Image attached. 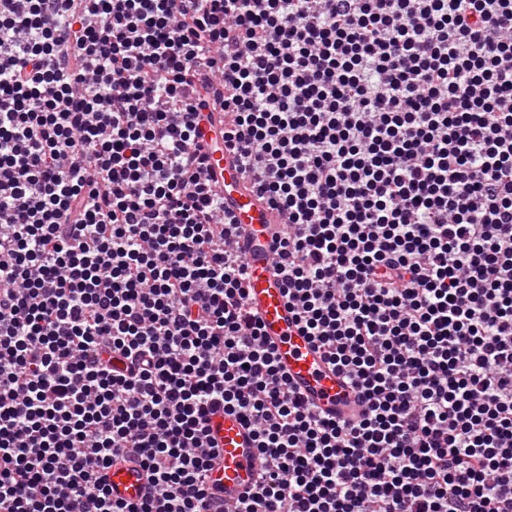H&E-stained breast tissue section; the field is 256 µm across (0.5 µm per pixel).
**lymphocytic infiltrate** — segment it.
Here are the masks:
<instances>
[{"mask_svg": "<svg viewBox=\"0 0 512 512\" xmlns=\"http://www.w3.org/2000/svg\"><path fill=\"white\" fill-rule=\"evenodd\" d=\"M213 112L356 420L245 307ZM0 512H512V0H0ZM209 418L210 438L218 454L212 477L224 487V502H237L254 493L266 463L256 447L252 428L240 416L219 410ZM112 493L127 501H137L145 489V480L138 467L132 465H115L108 473Z\"/></svg>", "mask_w": 512, "mask_h": 512, "instance_id": "f902f5d3", "label": "lymphocytic infiltrate"}]
</instances>
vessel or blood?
Returning <instances> with one entry per match:
<instances>
[{"label": "vessel or blood", "mask_w": 512, "mask_h": 512, "mask_svg": "<svg viewBox=\"0 0 512 512\" xmlns=\"http://www.w3.org/2000/svg\"><path fill=\"white\" fill-rule=\"evenodd\" d=\"M208 165L215 192L223 199L225 210L235 214L241 229L246 304L259 319L289 387L328 417L357 413L359 407L343 374L328 363L316 341L300 335L296 328L295 310L288 304L271 252L270 230L278 221L277 213L259 200L237 157L227 149L210 151ZM209 428L218 454L213 477L224 489L225 502L254 493L264 461L252 428L227 411L212 414ZM108 480L113 493L125 500H139L144 493L145 480L138 467L113 466Z\"/></svg>", "instance_id": "obj_1"}]
</instances>
